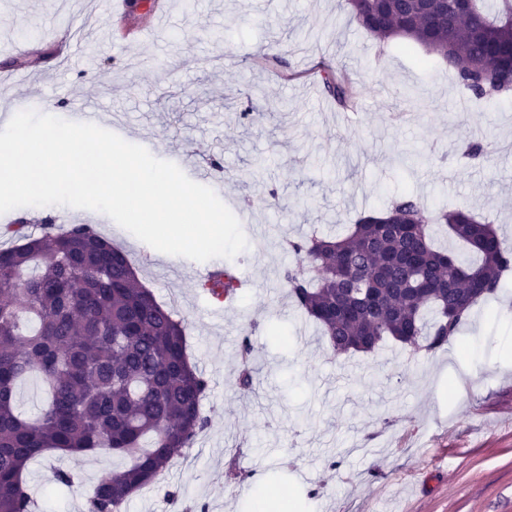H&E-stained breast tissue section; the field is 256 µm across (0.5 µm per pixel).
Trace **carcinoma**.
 I'll list each match as a JSON object with an SVG mask.
<instances>
[{"mask_svg": "<svg viewBox=\"0 0 512 512\" xmlns=\"http://www.w3.org/2000/svg\"><path fill=\"white\" fill-rule=\"evenodd\" d=\"M352 18L380 39L400 38L440 55L476 101L512 91V0H346ZM324 90L342 109L358 91L346 71L322 67ZM469 252L435 244L432 224ZM28 231L20 218L0 230V512H31L23 479L47 451L100 450L126 460L87 501L117 512L155 483L206 429L205 376L186 352L187 322L158 303L126 254L90 224ZM306 264L283 271L297 306L319 324L336 354L371 352L392 340L435 353L459 335L473 309L505 287L512 242L466 208L432 216L409 193L360 215L347 232L313 231L287 241ZM234 295L232 280L199 283ZM252 348L240 345L241 390L252 387ZM44 393L29 418L17 406L31 376Z\"/></svg>", "mask_w": 512, "mask_h": 512, "instance_id": "carcinoma-1", "label": "carcinoma"}]
</instances>
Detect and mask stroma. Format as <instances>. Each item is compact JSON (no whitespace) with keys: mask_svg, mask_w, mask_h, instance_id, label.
Segmentation results:
<instances>
[{"mask_svg":"<svg viewBox=\"0 0 512 512\" xmlns=\"http://www.w3.org/2000/svg\"><path fill=\"white\" fill-rule=\"evenodd\" d=\"M150 0L117 17L71 0L94 45L57 57L60 0H0V71L31 74L0 97L24 98L60 118L84 104L122 114L128 142L156 158L221 162L220 199L249 242L230 260L248 281L223 317L197 283L204 263L156 251L96 211L21 207L0 214L94 224L120 246L156 299L189 321L190 360L209 381V424L156 484L120 512H247L265 482L292 512H512V282L474 309L460 353L415 355L388 341L368 353L333 355L318 327L288 296L281 273L304 272L285 242L310 231L338 234L365 211L407 192L429 212L462 206L512 233V97L471 102L445 63L421 46L380 42L342 0H169L154 32ZM222 32V41L211 38ZM277 48L302 79L254 65ZM342 64L359 90L346 111L310 78L321 61ZM468 108H461V101ZM489 142L471 159V140ZM275 192L278 203L259 204ZM254 383L243 391L242 339ZM106 452L46 453L24 480L34 512H86L89 492L121 467ZM73 471V489L53 471ZM180 492L170 505L167 489Z\"/></svg>","mask_w":512,"mask_h":512,"instance_id":"stroma-1","label":"stroma"}]
</instances>
